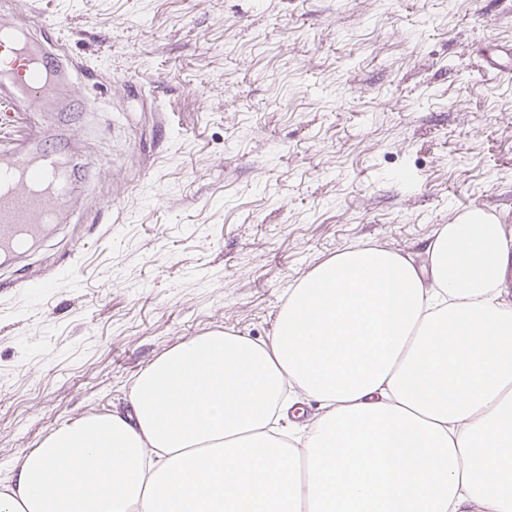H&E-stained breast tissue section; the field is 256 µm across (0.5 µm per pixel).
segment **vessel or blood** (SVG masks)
Returning a JSON list of instances; mask_svg holds the SVG:
<instances>
[{
    "instance_id": "1",
    "label": "vessel or blood",
    "mask_w": 512,
    "mask_h": 512,
    "mask_svg": "<svg viewBox=\"0 0 512 512\" xmlns=\"http://www.w3.org/2000/svg\"><path fill=\"white\" fill-rule=\"evenodd\" d=\"M10 80L0 83V120L19 112H35L52 75L63 65L38 55L12 32L0 29V68ZM47 133L32 127L27 137L0 154V252L10 254L58 220L67 205L62 187L64 155L43 147Z\"/></svg>"
}]
</instances>
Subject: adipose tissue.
<instances>
[{"mask_svg":"<svg viewBox=\"0 0 512 512\" xmlns=\"http://www.w3.org/2000/svg\"><path fill=\"white\" fill-rule=\"evenodd\" d=\"M418 268L354 246L307 273L268 340L211 332L135 378L132 413L51 431L0 512H512V237L483 209ZM326 411L303 457L286 388Z\"/></svg>","mask_w":512,"mask_h":512,"instance_id":"ef3b65f1","label":"adipose tissue"}]
</instances>
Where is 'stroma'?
<instances>
[{
  "label": "stroma",
  "mask_w": 512,
  "mask_h": 512,
  "mask_svg": "<svg viewBox=\"0 0 512 512\" xmlns=\"http://www.w3.org/2000/svg\"><path fill=\"white\" fill-rule=\"evenodd\" d=\"M4 20L58 34L32 119L71 166L68 213L0 263V483L126 410L171 347L267 339L344 248L424 266L470 207L512 236V80L483 68L512 0H0Z\"/></svg>",
  "instance_id": "stroma-1"
}]
</instances>
